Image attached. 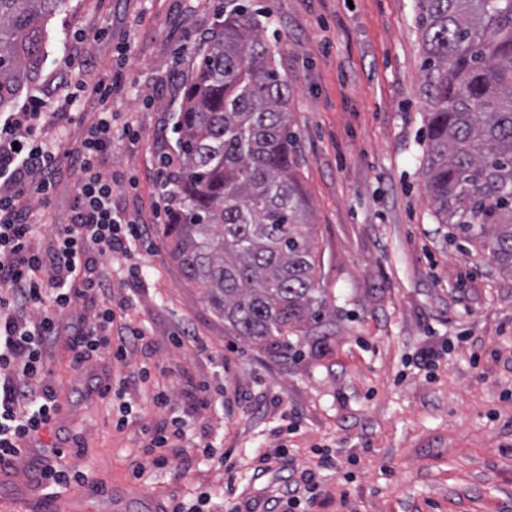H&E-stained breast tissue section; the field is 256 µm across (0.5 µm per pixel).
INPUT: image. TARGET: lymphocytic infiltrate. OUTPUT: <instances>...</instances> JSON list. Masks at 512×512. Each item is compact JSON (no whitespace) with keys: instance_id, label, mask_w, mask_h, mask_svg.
<instances>
[{"instance_id":"lymphocytic-infiltrate-1","label":"lymphocytic infiltrate","mask_w":512,"mask_h":512,"mask_svg":"<svg viewBox=\"0 0 512 512\" xmlns=\"http://www.w3.org/2000/svg\"><path fill=\"white\" fill-rule=\"evenodd\" d=\"M42 104L30 97L0 119V464L24 459L53 429L57 392L46 358L59 339L70 344L75 370L105 356L126 367L120 385L152 379L150 367L131 361L148 330L132 319L131 300L115 296L107 261L126 258L123 277H136L134 247L152 224L169 223L170 211L155 203L147 223L113 207L112 179L100 167L112 149V115L103 109L68 150L78 189L67 221L36 246L57 186L58 148L37 129Z\"/></svg>"}]
</instances>
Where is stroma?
<instances>
[{"label":"stroma","instance_id":"1","mask_svg":"<svg viewBox=\"0 0 512 512\" xmlns=\"http://www.w3.org/2000/svg\"><path fill=\"white\" fill-rule=\"evenodd\" d=\"M223 0H67L50 22V62L29 94L42 98L61 149L96 118L92 85L122 70L112 94V150L102 167L116 207L149 219L153 178L176 152L181 80ZM258 9L280 73L293 88L296 176L315 226L317 279L328 316L292 348L271 353L231 335L188 286L161 233L139 245L145 267L116 295L133 297L153 368L124 395H92L72 352H48L50 382L69 417L57 463L90 472L106 497L88 512H158L202 500L208 512H265L267 499L313 473L311 512H512V278L480 246L460 248L425 189V111L415 0H243ZM138 140L122 134L126 124ZM194 330L197 345L174 334ZM435 364L423 366L424 351ZM223 404L185 400L200 384ZM170 409L151 404L157 387ZM128 423L115 429L121 408ZM189 423L168 466L147 468L146 429ZM212 447L201 453L196 443ZM335 466L320 469V457ZM46 460L21 461L28 486L0 478V499L61 495L37 480Z\"/></svg>","mask_w":512,"mask_h":512}]
</instances>
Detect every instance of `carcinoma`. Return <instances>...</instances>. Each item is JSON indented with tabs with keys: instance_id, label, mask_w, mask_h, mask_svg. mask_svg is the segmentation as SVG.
Masks as SVG:
<instances>
[{
	"instance_id": "carcinoma-1",
	"label": "carcinoma",
	"mask_w": 512,
	"mask_h": 512,
	"mask_svg": "<svg viewBox=\"0 0 512 512\" xmlns=\"http://www.w3.org/2000/svg\"><path fill=\"white\" fill-rule=\"evenodd\" d=\"M65 4L0 0V108L47 61V24ZM223 15L186 80L179 165L163 184L177 220L161 234L224 327L275 353L326 319L315 229L294 170L288 80L256 14L225 0ZM415 27L425 188L440 223L512 275V0H416Z\"/></svg>"
}]
</instances>
